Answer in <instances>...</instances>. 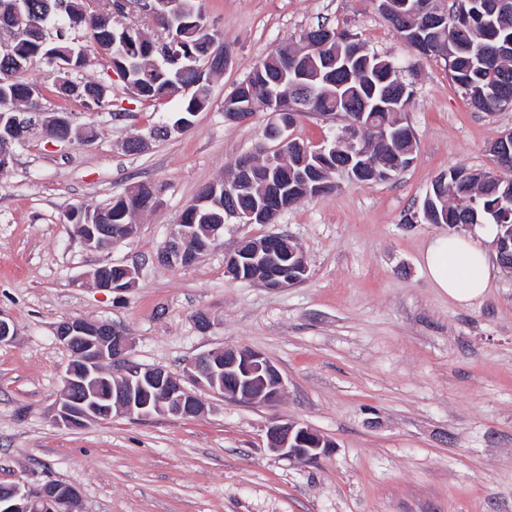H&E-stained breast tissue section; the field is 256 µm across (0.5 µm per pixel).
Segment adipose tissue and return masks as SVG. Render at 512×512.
Returning a JSON list of instances; mask_svg holds the SVG:
<instances>
[{"mask_svg":"<svg viewBox=\"0 0 512 512\" xmlns=\"http://www.w3.org/2000/svg\"><path fill=\"white\" fill-rule=\"evenodd\" d=\"M495 227L485 224L475 235H441L425 253V265L435 287L460 304L482 297L489 286L488 256L484 241L493 239Z\"/></svg>","mask_w":512,"mask_h":512,"instance_id":"ef3b65f1","label":"adipose tissue"}]
</instances>
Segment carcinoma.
Returning a JSON list of instances; mask_svg holds the SVG:
<instances>
[{
    "instance_id": "carcinoma-1",
    "label": "carcinoma",
    "mask_w": 512,
    "mask_h": 512,
    "mask_svg": "<svg viewBox=\"0 0 512 512\" xmlns=\"http://www.w3.org/2000/svg\"><path fill=\"white\" fill-rule=\"evenodd\" d=\"M172 2L163 14L150 18L164 37L147 40L134 25L116 26L104 20L103 13L93 7L95 0H0V11L19 10L10 22L13 39L0 45V139L11 138L17 113L41 111L38 100L32 97L35 88L26 80L30 66L51 60L85 66L87 52L72 37L77 29L109 56L115 72L123 75L139 96L159 101L177 85L188 89L177 122L190 121L206 109L209 85L201 80L199 70L209 62V45L223 42V35L208 27L203 0ZM400 4L401 0H378L377 8L401 37L408 36L411 26L420 30L432 55L448 61L453 81L475 110H505L502 99L512 100V0H467L466 7L481 14L482 22L462 35L448 30L446 20L428 26L421 16L408 19L400 13ZM353 49L357 55L347 63L343 60L346 47L330 43L324 54L342 57L330 68L323 64L322 56L306 53L309 62L297 86V81L284 76V55L294 53V48H282L252 66L246 78L224 97V112L252 115L264 110L272 96L300 107L302 114L339 115L354 122L357 113L363 112V122L371 127L384 126L397 132L388 145L374 142V132H363V146L379 166L403 171L413 160L415 148L414 133L402 118L411 101L412 84L400 77L398 64L368 52L359 40H353ZM77 86L78 96L88 107L106 105L108 89L104 84L79 81ZM333 150L335 153L323 160L328 167L349 160L350 146L338 141ZM282 151L288 158V169L257 165L252 174L256 189L252 191L238 188L233 178L209 185L205 195L209 202L188 205L178 223L196 224L203 230L211 224L235 222V210L253 208L258 201L257 188L267 183L299 198H316L334 190L333 184L314 188L316 181L310 174L305 180L297 176L300 170L318 166L312 147L291 139L283 144ZM506 197H512V177L454 167L432 182L431 199L422 202V220L427 224H495L496 240L509 244L512 219L503 218L502 209L496 208ZM155 201L152 185L142 183L136 194L112 199L106 211L99 205H72L65 218L73 225L129 224L133 215L153 209Z\"/></svg>"
}]
</instances>
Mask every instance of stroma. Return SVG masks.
I'll use <instances>...</instances> for the list:
<instances>
[{
    "mask_svg": "<svg viewBox=\"0 0 512 512\" xmlns=\"http://www.w3.org/2000/svg\"><path fill=\"white\" fill-rule=\"evenodd\" d=\"M205 13L229 64L211 75V103L192 126L140 154L123 142L173 124L184 89L144 100L94 47L78 77L109 86L104 107L58 97L46 64L27 75L45 111L71 113L95 135L30 140L0 172V312L17 331L0 345V483L72 485L79 512H512V275L490 263L483 297L449 301L424 264L449 227L416 219L440 173L491 169L512 110L475 111L447 61L416 54L374 0H205ZM322 22L404 67L412 164L370 184L335 174L334 191L275 223L225 225L193 265L163 264L158 253L199 190L269 145L268 114L227 121L225 96L255 62ZM344 124L309 114L291 134L317 146ZM138 182L155 188L157 206L129 238L87 249L65 220L68 205H97ZM282 230L305 258L303 282L270 289L226 274L240 241ZM108 263L135 267V288H94L88 273ZM67 318L111 323L131 340L132 360L176 374L215 347L255 349L286 388L270 405L203 391L193 418L116 414L61 429L51 408L73 356L54 328ZM275 418L312 428L332 452L314 463L282 456L265 436Z\"/></svg>",
    "mask_w": 512,
    "mask_h": 512,
    "instance_id": "obj_1",
    "label": "stroma"
}]
</instances>
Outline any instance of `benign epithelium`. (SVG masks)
<instances>
[{"label": "benign epithelium", "mask_w": 512, "mask_h": 512, "mask_svg": "<svg viewBox=\"0 0 512 512\" xmlns=\"http://www.w3.org/2000/svg\"><path fill=\"white\" fill-rule=\"evenodd\" d=\"M270 126L275 129L276 145L267 153V164L282 166L286 159L281 145L291 139L289 131L298 116L286 111L282 104L270 113ZM72 122L68 112H46L38 119L40 133L58 137L59 128ZM512 149V129L501 133L490 147L496 161ZM269 208L261 205L237 213L242 224H264ZM218 224L202 237L194 224H177L163 246L159 258L173 266H187L214 245L220 237ZM84 245L91 250L102 249L123 240L117 229L108 224H81L77 230ZM292 251L270 246L269 239L245 240L227 254L225 268L236 279H245L266 288H287L304 280L308 268L290 262ZM300 272L293 280L286 268ZM119 280L98 267L90 278L95 286L110 292H124L137 282V270L122 265ZM55 336L65 347L77 343L74 360L62 378L51 417L59 428H79L91 421L112 418L113 412L148 418L155 414L196 416L202 406L197 391L250 404H272L279 400L285 380L279 369L263 353L248 348L213 349L181 375L162 367L144 368L130 357L131 343L120 330L102 322L83 318L66 319L55 329ZM269 447L301 462H314L328 452L324 439L312 429L288 419L272 420L266 431ZM79 500L76 488L53 485L31 488L17 482L0 491V512H74Z\"/></svg>", "instance_id": "obj_1"}]
</instances>
